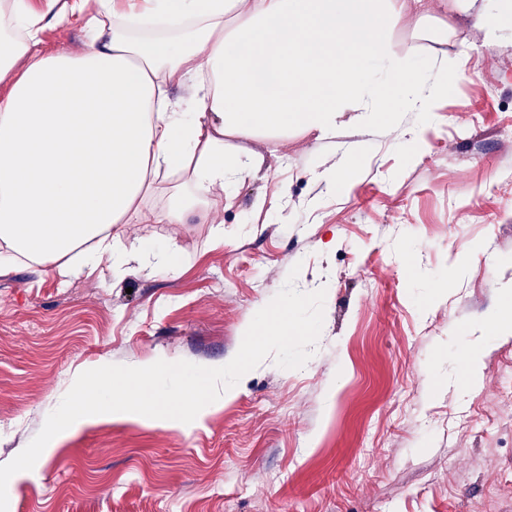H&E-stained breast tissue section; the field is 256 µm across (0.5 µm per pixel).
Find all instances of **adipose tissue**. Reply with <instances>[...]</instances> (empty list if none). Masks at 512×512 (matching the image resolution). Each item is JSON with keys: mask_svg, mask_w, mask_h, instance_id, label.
Listing matches in <instances>:
<instances>
[{"mask_svg": "<svg viewBox=\"0 0 512 512\" xmlns=\"http://www.w3.org/2000/svg\"><path fill=\"white\" fill-rule=\"evenodd\" d=\"M12 0L0 21V268L69 278L107 266L176 272L175 245L132 239L124 226L168 188L162 224H190L216 186L244 179L250 157L225 138L326 135L345 113L374 125L394 106L432 114L447 71L409 74L384 32L404 0ZM91 32L79 55L44 53L45 21ZM199 77L192 111L168 89Z\"/></svg>", "mask_w": 512, "mask_h": 512, "instance_id": "ef3b65f1", "label": "adipose tissue"}]
</instances>
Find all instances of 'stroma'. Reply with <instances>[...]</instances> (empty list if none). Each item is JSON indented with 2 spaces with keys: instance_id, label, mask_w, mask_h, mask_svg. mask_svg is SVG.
<instances>
[{
  "instance_id": "obj_1",
  "label": "stroma",
  "mask_w": 512,
  "mask_h": 512,
  "mask_svg": "<svg viewBox=\"0 0 512 512\" xmlns=\"http://www.w3.org/2000/svg\"><path fill=\"white\" fill-rule=\"evenodd\" d=\"M387 37L413 73L453 74L432 118L241 142L255 168L211 191L204 224L156 223L165 199L147 198L128 231L175 241L177 273L0 274V465L81 372L224 364L292 267L326 291L304 367L266 358L185 426L77 427L10 479L8 512H512V337L488 343L478 386L460 361L512 287V32L490 44L477 17L416 0Z\"/></svg>"
}]
</instances>
